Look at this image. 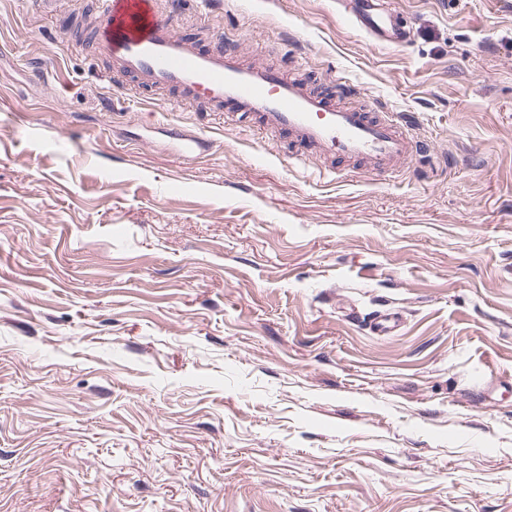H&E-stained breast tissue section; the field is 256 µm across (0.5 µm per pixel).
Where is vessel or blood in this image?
Masks as SVG:
<instances>
[{
	"mask_svg": "<svg viewBox=\"0 0 512 512\" xmlns=\"http://www.w3.org/2000/svg\"><path fill=\"white\" fill-rule=\"evenodd\" d=\"M343 14L374 43L401 47L410 25L390 0H340ZM177 7L169 0H99L93 15L74 14L67 34L91 28V57L107 76L127 78L134 94L176 92L185 104L232 119L254 118L260 130L286 139L293 158L323 156L327 177L359 164L387 176L412 162L416 145L406 124L389 114L340 104L284 71L246 64L237 57L190 41L174 27Z\"/></svg>",
	"mask_w": 512,
	"mask_h": 512,
	"instance_id": "obj_1",
	"label": "vessel or blood"
}]
</instances>
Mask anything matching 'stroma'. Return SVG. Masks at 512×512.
Instances as JSON below:
<instances>
[{
  "mask_svg": "<svg viewBox=\"0 0 512 512\" xmlns=\"http://www.w3.org/2000/svg\"><path fill=\"white\" fill-rule=\"evenodd\" d=\"M96 3L0 0V512H512V0H393L403 48L184 0L409 114L410 168L337 180L107 80L58 31Z\"/></svg>",
  "mask_w": 512,
  "mask_h": 512,
  "instance_id": "stroma-1",
  "label": "stroma"
}]
</instances>
